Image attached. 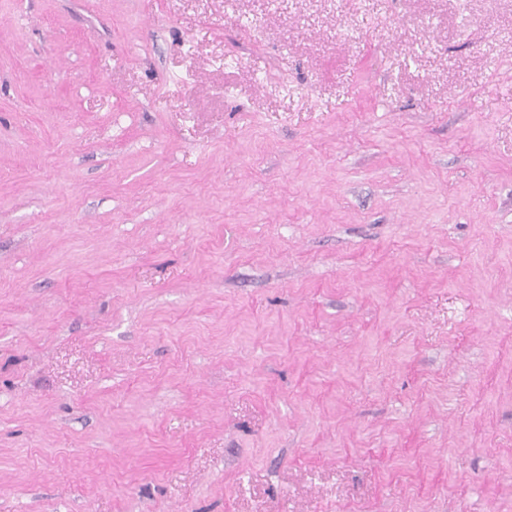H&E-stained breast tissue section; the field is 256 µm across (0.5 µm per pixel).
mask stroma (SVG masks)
Masks as SVG:
<instances>
[{
    "label": "stroma",
    "mask_w": 512,
    "mask_h": 512,
    "mask_svg": "<svg viewBox=\"0 0 512 512\" xmlns=\"http://www.w3.org/2000/svg\"><path fill=\"white\" fill-rule=\"evenodd\" d=\"M0 512H512V0H0Z\"/></svg>",
    "instance_id": "35a3bbf8"
}]
</instances>
